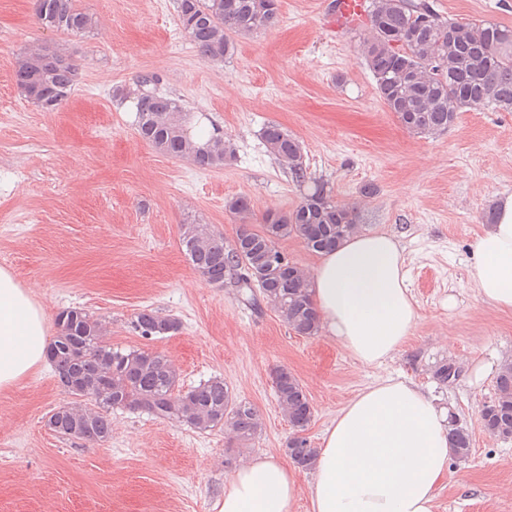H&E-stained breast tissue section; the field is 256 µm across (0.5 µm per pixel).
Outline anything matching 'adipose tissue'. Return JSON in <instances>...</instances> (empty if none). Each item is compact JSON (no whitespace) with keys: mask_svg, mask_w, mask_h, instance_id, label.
<instances>
[{"mask_svg":"<svg viewBox=\"0 0 512 512\" xmlns=\"http://www.w3.org/2000/svg\"><path fill=\"white\" fill-rule=\"evenodd\" d=\"M467 274L481 300L512 311V194L471 245ZM325 331L358 363L392 360L417 319L405 259L386 232L355 234L321 253L310 279ZM42 307L0 268V388L14 386L43 359ZM454 458L448 414L416 384L377 380L349 399L326 428L314 475L300 487L295 468L268 456L240 467L218 512H291L306 495L309 512H435Z\"/></svg>","mask_w":512,"mask_h":512,"instance_id":"adipose-tissue-1","label":"adipose tissue"}]
</instances>
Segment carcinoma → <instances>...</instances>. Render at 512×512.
Returning <instances> with one entry per match:
<instances>
[{
  "instance_id": "obj_1",
  "label": "carcinoma",
  "mask_w": 512,
  "mask_h": 512,
  "mask_svg": "<svg viewBox=\"0 0 512 512\" xmlns=\"http://www.w3.org/2000/svg\"><path fill=\"white\" fill-rule=\"evenodd\" d=\"M37 23L63 35L78 34L93 25L79 0H33ZM177 17L199 57L222 62L234 54L236 38L247 37L276 24L278 0H177ZM367 19L371 37L362 57L375 82V92L402 127L431 137L453 127L470 110L512 112V27L483 21L447 18L429 0H370ZM14 80L24 97L45 112L67 101L80 80V68L61 52L36 48L22 53ZM158 77L144 75L135 93V129L156 151L186 158L202 170H221L234 156L224 136L211 133L195 141L186 112L178 100L157 88ZM261 140L267 152L287 170L290 180L306 186L303 200L287 214L269 211L261 229L252 224L249 197L227 201L239 220L233 243L207 224L180 225V247L192 268L211 285L222 288L233 276L242 300L256 310L273 307L298 336L318 334L319 316L310 279L291 264L277 241L293 236L316 253L330 250L355 233L357 208L336 202L325 185L315 181L299 140L276 123L264 126ZM58 334L47 356L62 385L86 389L83 405L58 407L48 425L59 436L93 444L112 435L110 414L123 408L191 429H220L239 442L252 440L262 429L250 403L237 400L221 378H211L187 390L176 389L178 376L161 353L145 349H114L103 323L79 308L60 312ZM142 337L165 336L180 329L178 320L143 309L133 321ZM458 377L455 363L443 360L433 378L448 385ZM279 405L294 435L285 452L303 469L317 456L302 435L313 417L308 395L288 369L273 372ZM490 435L512 433V363L500 369L495 396L481 415ZM456 459L471 453L472 434L452 425Z\"/></svg>"
}]
</instances>
